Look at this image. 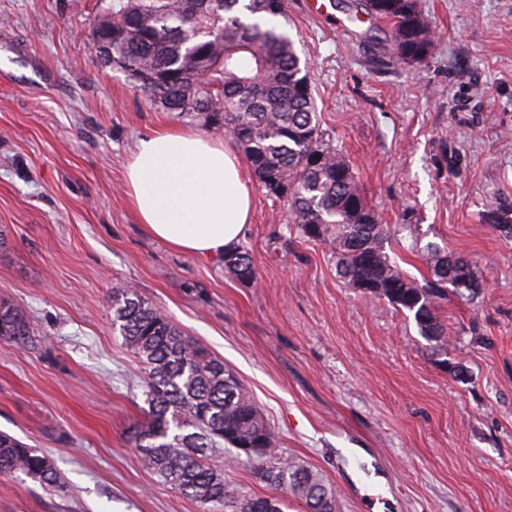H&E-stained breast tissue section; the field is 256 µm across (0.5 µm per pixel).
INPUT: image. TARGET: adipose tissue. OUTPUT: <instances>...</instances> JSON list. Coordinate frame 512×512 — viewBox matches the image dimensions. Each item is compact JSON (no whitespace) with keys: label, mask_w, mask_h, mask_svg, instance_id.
<instances>
[{"label":"adipose tissue","mask_w":512,"mask_h":512,"mask_svg":"<svg viewBox=\"0 0 512 512\" xmlns=\"http://www.w3.org/2000/svg\"><path fill=\"white\" fill-rule=\"evenodd\" d=\"M127 199L149 235L192 255L234 247L252 199L241 157L229 142L159 128L136 142L125 166Z\"/></svg>","instance_id":"ef3b65f1"}]
</instances>
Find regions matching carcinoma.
<instances>
[{
  "instance_id": "obj_1",
  "label": "carcinoma",
  "mask_w": 512,
  "mask_h": 512,
  "mask_svg": "<svg viewBox=\"0 0 512 512\" xmlns=\"http://www.w3.org/2000/svg\"><path fill=\"white\" fill-rule=\"evenodd\" d=\"M355 14L388 25L365 41H380L373 62L389 68L425 58L431 29L416 0H354ZM107 0L91 30L100 62L125 75L153 105L199 119L225 132L243 150L268 194L288 203L303 238L330 246L339 275L353 287L413 316L419 335L447 353L448 327L440 309L448 288L474 292L462 253L423 248L428 274L402 270L386 252L390 231L379 222L352 166L325 139L306 65L277 18L285 0ZM487 224L512 231V210L484 203ZM224 271L251 281L255 269L240 248L224 252ZM113 322L142 366L148 408L130 442L158 480L199 504L201 512H283L277 496L241 492L211 463L226 447L272 448L275 433L237 378L198 340L133 288L112 289ZM0 339L34 344L28 312L0 298ZM22 474L45 487L65 483L54 460L0 432V476ZM260 480L302 501L308 512H336L335 495L321 477L288 459H269Z\"/></svg>"
}]
</instances>
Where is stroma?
<instances>
[{
	"mask_svg": "<svg viewBox=\"0 0 512 512\" xmlns=\"http://www.w3.org/2000/svg\"><path fill=\"white\" fill-rule=\"evenodd\" d=\"M352 0H288L321 129L385 224L469 257L483 285L441 316L434 354L412 316L341 279L330 248L289 229L286 201L250 178L240 247L257 275L151 238L123 193L138 138L207 133L152 105L89 48L103 0H0V296L41 343L0 340V431L48 452L65 492L0 476V512H199L127 440L146 406L141 365L112 321L133 288L222 360L273 428L270 456L317 473L336 512H512V237L485 224L512 207V0H418L432 31L417 63L378 68ZM483 343H475L474 335ZM212 463L267 496L235 452ZM482 219L486 224H494L499 228L512 231V210L504 209L496 201L484 203Z\"/></svg>",
	"mask_w": 512,
	"mask_h": 512,
	"instance_id": "obj_1",
	"label": "stroma"
}]
</instances>
